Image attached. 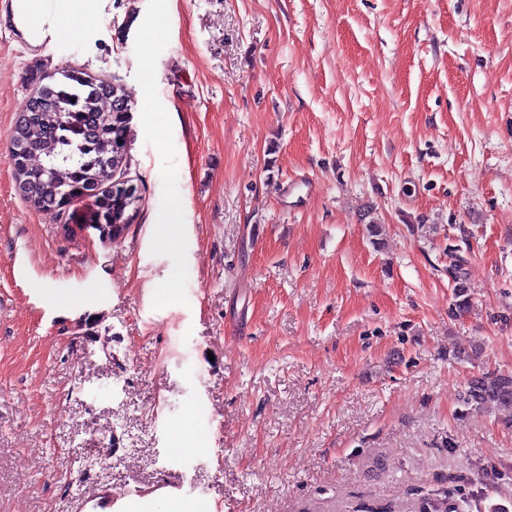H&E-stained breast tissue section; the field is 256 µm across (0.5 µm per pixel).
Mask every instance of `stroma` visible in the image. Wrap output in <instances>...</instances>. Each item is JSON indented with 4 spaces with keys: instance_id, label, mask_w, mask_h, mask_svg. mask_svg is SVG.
Wrapping results in <instances>:
<instances>
[{
    "instance_id": "35a3bbf8",
    "label": "stroma",
    "mask_w": 512,
    "mask_h": 512,
    "mask_svg": "<svg viewBox=\"0 0 512 512\" xmlns=\"http://www.w3.org/2000/svg\"><path fill=\"white\" fill-rule=\"evenodd\" d=\"M103 13L34 49L0 26V512L104 486L152 512H512V427L458 399L512 372V0ZM71 69L134 106L113 244L91 200L65 226L14 178L33 77Z\"/></svg>"
}]
</instances>
